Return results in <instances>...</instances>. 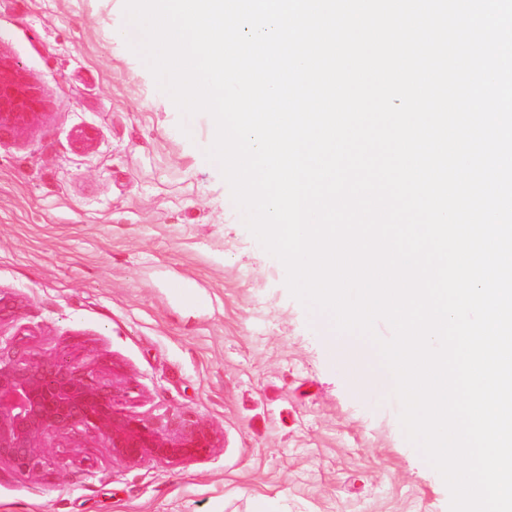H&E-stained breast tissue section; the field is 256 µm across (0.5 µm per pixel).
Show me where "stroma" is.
Wrapping results in <instances>:
<instances>
[{
  "instance_id": "35a3bbf8",
  "label": "stroma",
  "mask_w": 512,
  "mask_h": 512,
  "mask_svg": "<svg viewBox=\"0 0 512 512\" xmlns=\"http://www.w3.org/2000/svg\"><path fill=\"white\" fill-rule=\"evenodd\" d=\"M124 0H0V53L41 115L0 140V290L30 351L92 365L145 416L214 428L205 457L125 464L91 434L63 467L0 469V512H449L386 387L360 392L318 313L245 227L213 120L127 46Z\"/></svg>"
}]
</instances>
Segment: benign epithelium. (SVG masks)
<instances>
[{"label": "benign epithelium", "mask_w": 512, "mask_h": 512, "mask_svg": "<svg viewBox=\"0 0 512 512\" xmlns=\"http://www.w3.org/2000/svg\"><path fill=\"white\" fill-rule=\"evenodd\" d=\"M41 101L18 67L0 56V140L34 123ZM20 302L0 293V325L19 320ZM118 387L65 355L37 356L0 335V466L33 476L49 465L47 448L78 428L91 431L112 458L180 463L216 444L214 429L177 416L147 417L119 408Z\"/></svg>", "instance_id": "7a95c632"}]
</instances>
